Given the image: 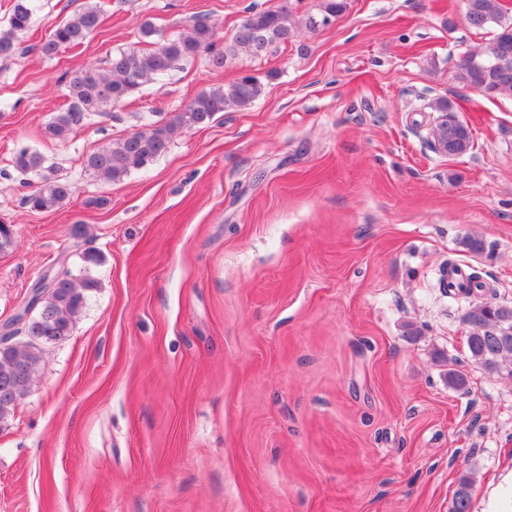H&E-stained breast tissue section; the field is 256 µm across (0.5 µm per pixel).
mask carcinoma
I'll return each instance as SVG.
<instances>
[{"instance_id":"obj_1","label":"carcinoma","mask_w":512,"mask_h":512,"mask_svg":"<svg viewBox=\"0 0 512 512\" xmlns=\"http://www.w3.org/2000/svg\"><path fill=\"white\" fill-rule=\"evenodd\" d=\"M346 8L347 0H320L318 12L307 15L303 24L315 31L321 22L336 18ZM465 10L472 28L493 26L496 33L486 45L464 52L454 78L489 97L512 94V19L505 17L500 0H466ZM34 11L35 0H15L8 26L0 27L1 59L18 53L17 34L30 26ZM100 24L98 5L87 0L73 15L54 23L37 50L52 59L84 43ZM295 34L296 26L288 13L272 9L248 12L222 49L217 48L220 35L204 20L174 35L160 32L145 20L139 26V38L146 48L119 50L107 60L104 69L84 66L72 72L66 83L68 107L52 115L44 134L50 140L67 139L89 116L164 79L180 62L204 57L211 67L221 69L228 57L242 49L261 58L271 49L293 41ZM262 93L261 81L251 75L204 89L169 119L154 122L145 131L130 133L89 154L85 167L104 182H120L167 153L178 131L205 125L219 112L246 109ZM432 109L443 115V120L436 125L431 148L448 157L468 154L474 148L472 132L463 121L453 118L455 112L448 99H438ZM45 162L43 154L29 148L18 150L13 159L18 170L34 174L43 171ZM70 194V184L47 179L26 195L24 202L33 210L49 211L63 204ZM95 288L97 281L89 275L65 271L54 290L40 301L38 311L45 315L37 314L28 322L26 336H43L47 341L70 336L75 319ZM461 293L471 298L463 314V321L473 328L467 336L470 360L487 372L512 377V306L486 299L485 285L476 275L469 277V287L461 289ZM41 362L42 348L38 343H12L8 339L0 343V375L14 369L25 370L13 378L10 391L0 392V425L14 415L30 393Z\"/></svg>"}]
</instances>
